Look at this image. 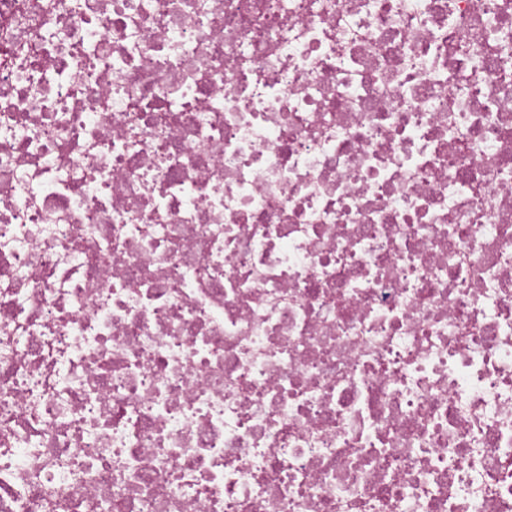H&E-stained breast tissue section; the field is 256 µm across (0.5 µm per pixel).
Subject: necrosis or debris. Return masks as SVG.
<instances>
[{"label":"necrosis or debris","mask_w":512,"mask_h":512,"mask_svg":"<svg viewBox=\"0 0 512 512\" xmlns=\"http://www.w3.org/2000/svg\"><path fill=\"white\" fill-rule=\"evenodd\" d=\"M0 512H512V0H0Z\"/></svg>","instance_id":"obj_1"}]
</instances>
